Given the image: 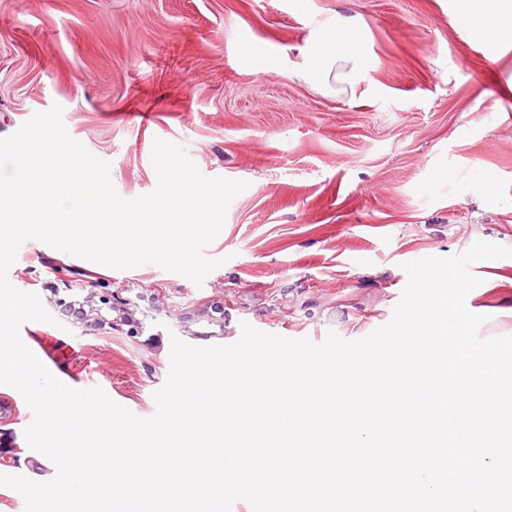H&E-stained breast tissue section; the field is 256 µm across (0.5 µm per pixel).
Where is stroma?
Listing matches in <instances>:
<instances>
[{
    "label": "stroma",
    "mask_w": 512,
    "mask_h": 512,
    "mask_svg": "<svg viewBox=\"0 0 512 512\" xmlns=\"http://www.w3.org/2000/svg\"><path fill=\"white\" fill-rule=\"evenodd\" d=\"M459 0H0V138L62 108L68 134L109 162L125 199L157 186L155 139L202 174L247 182L204 250L202 284L154 264L116 270L35 239L8 272L53 323L28 322L47 368L141 418L170 370L172 338L230 345L242 323L322 343L387 324L402 265L487 241L512 248V49L450 23ZM367 25L366 92L298 79L306 38L336 15ZM150 121H143V113ZM481 337L512 336V257L472 265ZM120 290L138 323L91 326L55 302ZM33 413L0 385V474L51 480L30 457Z\"/></svg>",
    "instance_id": "35a3bbf8"
}]
</instances>
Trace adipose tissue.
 I'll use <instances>...</instances> for the list:
<instances>
[{"instance_id":"1","label":"adipose tissue","mask_w":512,"mask_h":512,"mask_svg":"<svg viewBox=\"0 0 512 512\" xmlns=\"http://www.w3.org/2000/svg\"><path fill=\"white\" fill-rule=\"evenodd\" d=\"M460 16L512 44V0H462ZM306 47L316 66L297 71V78L314 81L326 92L337 83L353 92L363 83L369 58L359 17L337 15L328 27L307 39Z\"/></svg>"}]
</instances>
